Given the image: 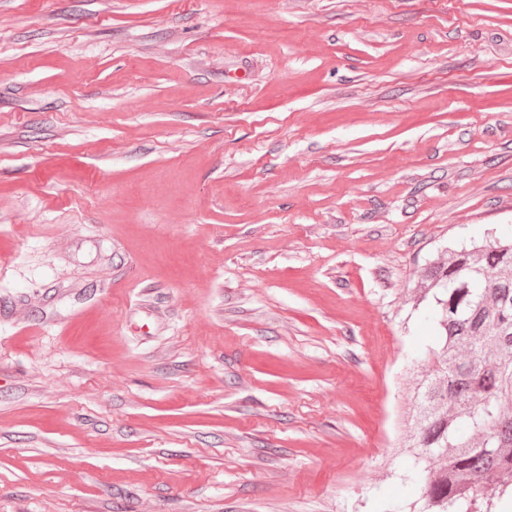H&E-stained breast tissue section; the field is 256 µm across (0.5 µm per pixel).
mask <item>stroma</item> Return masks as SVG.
<instances>
[{"label": "stroma", "mask_w": 512, "mask_h": 512, "mask_svg": "<svg viewBox=\"0 0 512 512\" xmlns=\"http://www.w3.org/2000/svg\"><path fill=\"white\" fill-rule=\"evenodd\" d=\"M512 231V0H0V512L413 500L426 263Z\"/></svg>", "instance_id": "1"}]
</instances>
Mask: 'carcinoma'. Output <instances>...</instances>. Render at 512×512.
Segmentation results:
<instances>
[{
	"mask_svg": "<svg viewBox=\"0 0 512 512\" xmlns=\"http://www.w3.org/2000/svg\"><path fill=\"white\" fill-rule=\"evenodd\" d=\"M428 302L438 341L409 397L414 464L400 475L410 510L490 512L487 491L512 490V238L492 230L432 261L415 305Z\"/></svg>",
	"mask_w": 512,
	"mask_h": 512,
	"instance_id": "1",
	"label": "carcinoma"
}]
</instances>
